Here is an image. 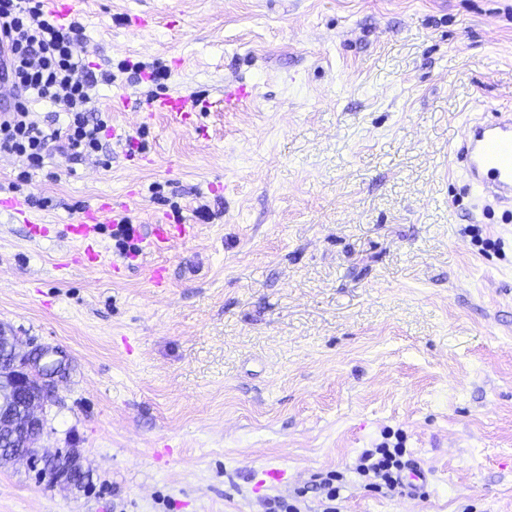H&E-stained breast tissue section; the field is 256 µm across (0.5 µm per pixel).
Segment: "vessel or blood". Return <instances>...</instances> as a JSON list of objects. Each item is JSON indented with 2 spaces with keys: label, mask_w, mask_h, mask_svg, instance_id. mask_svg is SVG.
<instances>
[{
  "label": "vessel or blood",
  "mask_w": 512,
  "mask_h": 512,
  "mask_svg": "<svg viewBox=\"0 0 512 512\" xmlns=\"http://www.w3.org/2000/svg\"><path fill=\"white\" fill-rule=\"evenodd\" d=\"M204 107V101L179 93L155 98L151 103L153 111L167 113L176 126L186 125L192 113L203 111ZM455 161L479 193L511 208L512 113H499L497 120L490 123L470 121L464 128ZM114 208V203L106 200L88 209L79 223L71 225V233L75 238L88 239L95 233L101 215ZM193 234V225L159 221L151 227L150 245L161 252L169 248L172 240L188 239Z\"/></svg>",
  "instance_id": "vessel-or-blood-1"
}]
</instances>
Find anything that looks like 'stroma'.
Here are the masks:
<instances>
[{"label": "stroma", "instance_id": "1", "mask_svg": "<svg viewBox=\"0 0 512 512\" xmlns=\"http://www.w3.org/2000/svg\"><path fill=\"white\" fill-rule=\"evenodd\" d=\"M77 18L116 73L96 89L115 135L33 174L46 237L0 212V323L65 352L40 444L80 449L95 488L10 464L0 512H264L302 488L320 512L329 471L340 512H512V214L449 164L467 118L512 109V0H82ZM230 83L251 94L233 112ZM172 92L212 106L174 126L146 102ZM129 194L139 253L108 219L100 262L71 264L68 226ZM158 217L194 237L153 252ZM389 431L420 499L355 471ZM342 476L336 472H329L316 483V490H320L324 499L323 512H337L336 500L340 499L342 489Z\"/></svg>", "mask_w": 512, "mask_h": 512}]
</instances>
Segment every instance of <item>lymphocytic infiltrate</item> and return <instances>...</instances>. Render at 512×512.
Masks as SVG:
<instances>
[{
    "label": "lymphocytic infiltrate",
    "mask_w": 512,
    "mask_h": 512,
    "mask_svg": "<svg viewBox=\"0 0 512 512\" xmlns=\"http://www.w3.org/2000/svg\"><path fill=\"white\" fill-rule=\"evenodd\" d=\"M84 39L78 22L58 20L45 0H0V41L10 48L14 109L0 113V153L24 159L10 189L29 183L51 153L76 164L98 155L108 129L107 113L92 108L91 91L111 84V71L95 72L78 50ZM46 101L59 110L49 120L37 118L33 103ZM401 446L365 451L357 472L374 489H399L408 465Z\"/></svg>",
    "instance_id": "lymphocytic-infiltrate-1"
}]
</instances>
